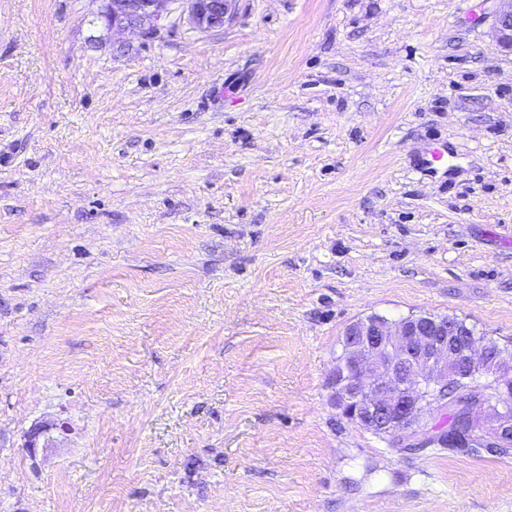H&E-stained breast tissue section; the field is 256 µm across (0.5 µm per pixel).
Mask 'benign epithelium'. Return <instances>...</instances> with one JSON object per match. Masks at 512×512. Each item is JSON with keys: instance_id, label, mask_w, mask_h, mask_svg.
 <instances>
[{"instance_id": "benign-epithelium-1", "label": "benign epithelium", "mask_w": 512, "mask_h": 512, "mask_svg": "<svg viewBox=\"0 0 512 512\" xmlns=\"http://www.w3.org/2000/svg\"><path fill=\"white\" fill-rule=\"evenodd\" d=\"M100 18L114 31L152 36L171 0H99ZM190 23L202 30L224 26L228 0H182ZM492 27L498 46L512 53V0H498ZM432 314L389 320L369 316L350 324L334 373L336 407L358 426L409 448L429 447L437 431L419 421L420 396L433 400L429 417L448 407L464 408V437H447L448 447L473 443L512 445V398L505 381L512 360L481 339ZM52 425L33 428L24 443L34 456L46 448Z\"/></svg>"}]
</instances>
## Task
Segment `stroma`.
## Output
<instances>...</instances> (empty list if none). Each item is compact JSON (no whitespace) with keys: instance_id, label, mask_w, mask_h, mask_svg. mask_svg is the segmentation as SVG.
<instances>
[{"instance_id":"stroma-1","label":"stroma","mask_w":512,"mask_h":512,"mask_svg":"<svg viewBox=\"0 0 512 512\" xmlns=\"http://www.w3.org/2000/svg\"><path fill=\"white\" fill-rule=\"evenodd\" d=\"M99 8L0 0V512H512V456L394 447L333 384L374 314L512 356L497 0ZM100 18L112 31H137L152 36L159 30L170 0H98ZM228 1L230 0H183L187 4L190 23L202 30L224 25Z\"/></svg>"}]
</instances>
